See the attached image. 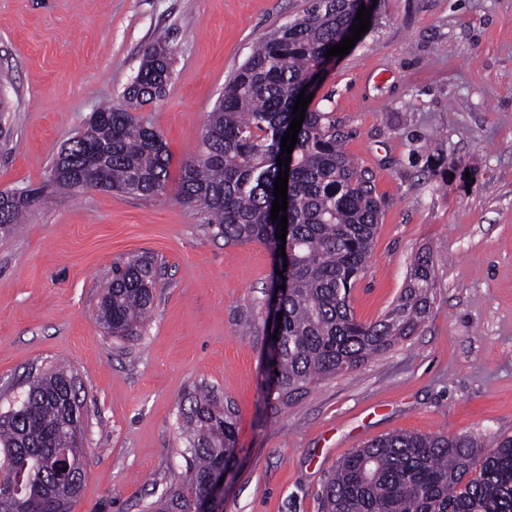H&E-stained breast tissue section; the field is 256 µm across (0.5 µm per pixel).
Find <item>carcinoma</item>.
<instances>
[{
    "label": "carcinoma",
    "instance_id": "cac0c4a2",
    "mask_svg": "<svg viewBox=\"0 0 512 512\" xmlns=\"http://www.w3.org/2000/svg\"><path fill=\"white\" fill-rule=\"evenodd\" d=\"M356 0H309L302 15L254 47L224 85L199 149L181 172L179 201L203 213L226 245L260 241L273 250L280 291L279 349L267 396L292 399L309 385L358 367L406 337L430 313L431 256L411 263L397 303L374 322L358 320L351 291L367 268L381 215L372 176L343 150L328 113L307 109L288 179L286 241L271 220L282 136L295 101L341 39ZM170 53L149 46L124 103L100 105L65 144L48 184L68 192L118 190L142 199L167 193L170 157L160 133L135 111L161 99ZM48 200L44 188L0 190V234ZM285 249H279V246ZM162 268L133 256L112 266L96 322L106 336H139ZM181 410L184 470L152 504L154 512H196L212 475L229 466L237 415L207 389ZM84 403L71 370L32 375L18 406L0 414V512H71L84 480ZM68 468H63L59 452ZM326 512H512V437L485 449L469 436L397 433L349 452L328 477Z\"/></svg>",
    "mask_w": 512,
    "mask_h": 512
}]
</instances>
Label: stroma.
I'll return each mask as SVG.
<instances>
[{"mask_svg": "<svg viewBox=\"0 0 512 512\" xmlns=\"http://www.w3.org/2000/svg\"><path fill=\"white\" fill-rule=\"evenodd\" d=\"M307 0H0V95L12 109L0 189L42 186L61 147L120 102L145 48L172 80L138 117L171 157L166 195L57 192L0 237V413L29 375L68 365L85 407L72 512H141L182 469L180 408L196 387L234 409L235 454L213 512H323L337 461L399 432L512 435V0H383L366 36L323 72L311 108L382 200L358 319L396 302L432 255L427 319L372 361L283 404L264 394L274 256L225 244L175 189L224 83ZM162 268L140 338L95 315L114 263Z\"/></svg>", "mask_w": 512, "mask_h": 512, "instance_id": "1", "label": "stroma"}]
</instances>
